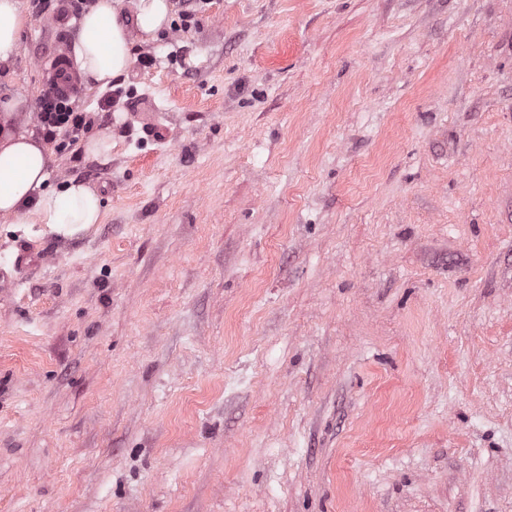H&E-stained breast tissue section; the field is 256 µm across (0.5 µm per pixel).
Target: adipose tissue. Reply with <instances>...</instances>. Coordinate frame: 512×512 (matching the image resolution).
Here are the masks:
<instances>
[{
  "mask_svg": "<svg viewBox=\"0 0 512 512\" xmlns=\"http://www.w3.org/2000/svg\"><path fill=\"white\" fill-rule=\"evenodd\" d=\"M170 10V0H134L128 13L123 0H96L81 19L74 45L84 79L105 87L126 73L134 62L133 37L152 40L167 25ZM27 26L18 0H0V66L13 64ZM18 106L14 100L0 112V215L46 225L65 237L100 223L101 197L87 184L72 180L47 188L51 153L32 131L12 128Z\"/></svg>",
  "mask_w": 512,
  "mask_h": 512,
  "instance_id": "obj_1",
  "label": "adipose tissue"
}]
</instances>
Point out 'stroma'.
I'll use <instances>...</instances> for the list:
<instances>
[{
  "instance_id": "35a3bbf8",
  "label": "stroma",
  "mask_w": 512,
  "mask_h": 512,
  "mask_svg": "<svg viewBox=\"0 0 512 512\" xmlns=\"http://www.w3.org/2000/svg\"><path fill=\"white\" fill-rule=\"evenodd\" d=\"M172 2L54 156L101 223L0 216V512H512V0Z\"/></svg>"
}]
</instances>
